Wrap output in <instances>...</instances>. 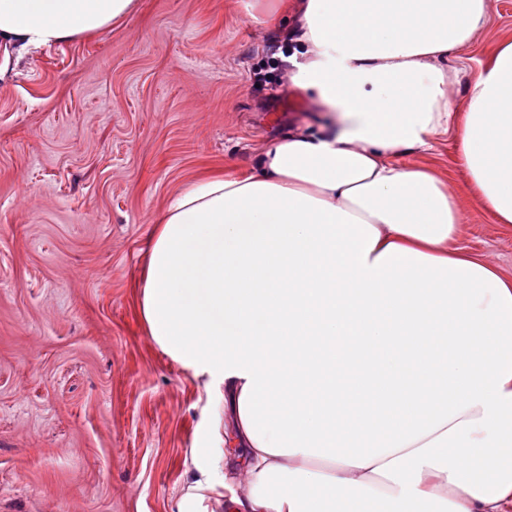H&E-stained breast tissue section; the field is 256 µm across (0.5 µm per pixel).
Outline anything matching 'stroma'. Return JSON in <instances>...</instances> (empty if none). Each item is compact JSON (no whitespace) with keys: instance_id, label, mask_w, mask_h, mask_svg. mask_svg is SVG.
<instances>
[{"instance_id":"1","label":"stroma","mask_w":512,"mask_h":512,"mask_svg":"<svg viewBox=\"0 0 512 512\" xmlns=\"http://www.w3.org/2000/svg\"><path fill=\"white\" fill-rule=\"evenodd\" d=\"M253 13L139 0L94 35L0 44V512H178L202 447L223 480L204 436L232 411L149 336L139 285L173 197L320 121ZM506 39L512 0H494L448 59L457 97ZM458 243L512 271V233L481 209Z\"/></svg>"}]
</instances>
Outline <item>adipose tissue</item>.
<instances>
[{"instance_id":"ef3b65f1","label":"adipose tissue","mask_w":512,"mask_h":512,"mask_svg":"<svg viewBox=\"0 0 512 512\" xmlns=\"http://www.w3.org/2000/svg\"><path fill=\"white\" fill-rule=\"evenodd\" d=\"M328 111L190 183L152 234L141 315L224 392L245 467L178 512H512V272L459 252L463 202L512 228V40L453 95L492 0H256ZM136 0H0V43L108 28ZM451 137L466 179L410 154Z\"/></svg>"}]
</instances>
